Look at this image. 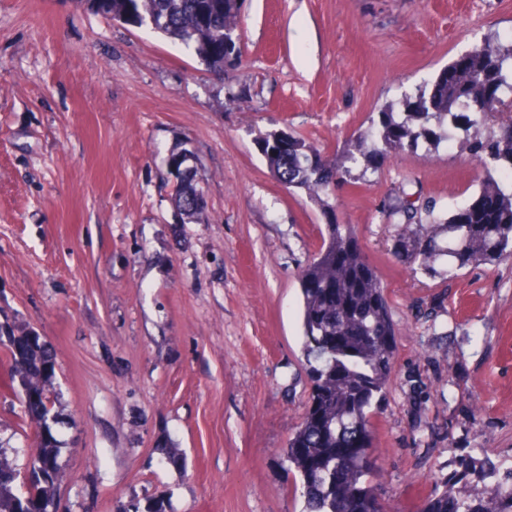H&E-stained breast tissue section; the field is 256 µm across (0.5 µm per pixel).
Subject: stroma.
I'll list each match as a JSON object with an SVG mask.
<instances>
[{"mask_svg": "<svg viewBox=\"0 0 512 512\" xmlns=\"http://www.w3.org/2000/svg\"><path fill=\"white\" fill-rule=\"evenodd\" d=\"M241 19L221 80L79 0H0V324L56 354L69 512L160 495L166 512H301L285 456L311 391L299 273L327 218L255 141L285 129L342 159L385 106L512 33V0H243ZM175 149L207 200L190 223ZM478 171L457 145L422 146L333 192L394 327L372 440L386 512H420L468 452L512 465V260L430 275L388 222L403 200L466 204ZM8 370L0 345V443L24 472L38 426Z\"/></svg>", "mask_w": 512, "mask_h": 512, "instance_id": "stroma-1", "label": "stroma"}]
</instances>
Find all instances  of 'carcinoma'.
I'll use <instances>...</instances> for the list:
<instances>
[{"label": "carcinoma", "instance_id": "carcinoma-1", "mask_svg": "<svg viewBox=\"0 0 512 512\" xmlns=\"http://www.w3.org/2000/svg\"><path fill=\"white\" fill-rule=\"evenodd\" d=\"M88 10L136 28H149L188 48L205 70L220 77L241 62V0H78ZM471 65L452 82L448 62L431 84L405 95L402 111L387 107L371 121L367 140L344 161L328 160L314 144L288 134L282 145L272 130L256 140L266 165L288 189L305 192L329 209V191L338 183L363 179L377 159L421 145L438 148L448 141L469 150L486 175L464 206L442 212L437 203L419 207L402 202L395 248L424 270L435 264L453 276L512 260V181L500 183L490 167L512 169V106L493 100L512 96V34L491 33L471 50ZM179 168L175 207L192 219L195 198L203 194L197 170L186 154L173 152ZM302 294L303 351L311 391L304 417L289 439L286 457L300 491L303 512H382L373 496L371 457L375 404L389 385L393 366V325L376 268L362 252L350 224H325L321 244L299 275ZM8 387L25 399L33 385L48 406L32 403L26 414L42 428L33 448L31 481L21 489L0 478V512L43 510L55 502L60 445L52 433L56 398L51 384L56 360L52 349L31 332L8 333ZM451 490L431 494L423 512H512V467L502 469L468 455L447 479Z\"/></svg>", "mask_w": 512, "mask_h": 512}]
</instances>
